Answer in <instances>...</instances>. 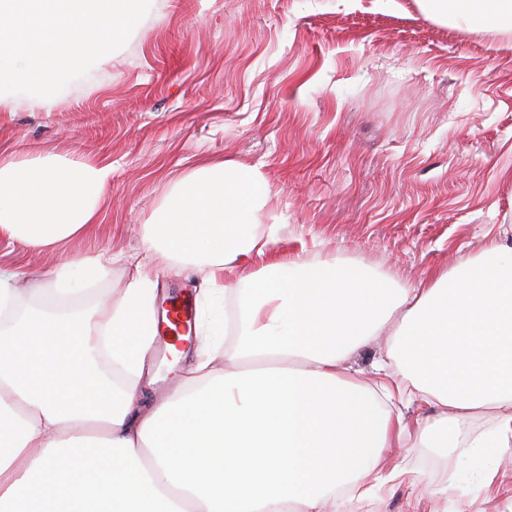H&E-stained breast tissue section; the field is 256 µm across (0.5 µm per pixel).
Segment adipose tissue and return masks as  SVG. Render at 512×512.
<instances>
[{"label":"adipose tissue","mask_w":512,"mask_h":512,"mask_svg":"<svg viewBox=\"0 0 512 512\" xmlns=\"http://www.w3.org/2000/svg\"><path fill=\"white\" fill-rule=\"evenodd\" d=\"M443 21L512 35V0H416ZM112 164L0 158V240L43 252L85 237L109 199ZM257 167L218 159L175 182L119 298L68 310L47 283L39 307L0 328V512H323L398 477L395 448L512 452V247L487 236L418 287L339 258L240 274L272 254ZM183 260L224 297V357L198 355L147 415L135 405L155 332L154 269ZM370 386L348 359L379 336ZM109 353L119 378L94 362ZM436 410L409 426L394 402ZM491 414L474 427L471 419Z\"/></svg>","instance_id":"ef3b65f1"}]
</instances>
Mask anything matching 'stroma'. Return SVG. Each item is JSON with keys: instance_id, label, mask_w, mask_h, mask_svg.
I'll use <instances>...</instances> for the list:
<instances>
[{"instance_id": "35a3bbf8", "label": "stroma", "mask_w": 512, "mask_h": 512, "mask_svg": "<svg viewBox=\"0 0 512 512\" xmlns=\"http://www.w3.org/2000/svg\"><path fill=\"white\" fill-rule=\"evenodd\" d=\"M0 153L112 163L109 207L91 236L55 254L0 243L21 288L65 276L97 251L134 259L171 184L205 162L257 165L279 259L338 257L401 286L477 252L512 246V37L445 24L416 0H151L127 43L50 98L16 95L0 112ZM154 313L191 296L194 347L225 348L224 290L198 265L155 278ZM190 363L150 351L141 409ZM406 477L358 512H512V457L490 467L407 452ZM450 477L417 494L409 472Z\"/></svg>"}]
</instances>
